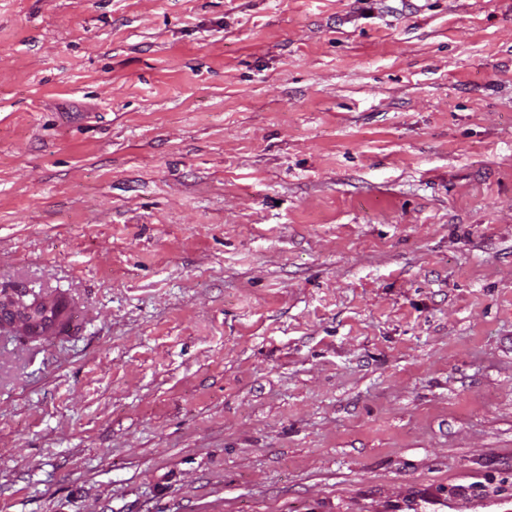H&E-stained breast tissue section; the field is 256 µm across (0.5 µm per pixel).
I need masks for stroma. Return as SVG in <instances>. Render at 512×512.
Masks as SVG:
<instances>
[{
  "label": "stroma",
  "mask_w": 512,
  "mask_h": 512,
  "mask_svg": "<svg viewBox=\"0 0 512 512\" xmlns=\"http://www.w3.org/2000/svg\"><path fill=\"white\" fill-rule=\"evenodd\" d=\"M0 512H512V0H0ZM55 297H50L43 292H35L32 289L23 291L9 292L0 291V329H6L10 332L24 338L34 339L41 336H35L32 329L33 319L41 310H49ZM65 310V305L59 300L51 308V316H41L35 320V329L41 332L52 333L58 328H63L65 323L61 321V314Z\"/></svg>",
  "instance_id": "obj_1"
}]
</instances>
